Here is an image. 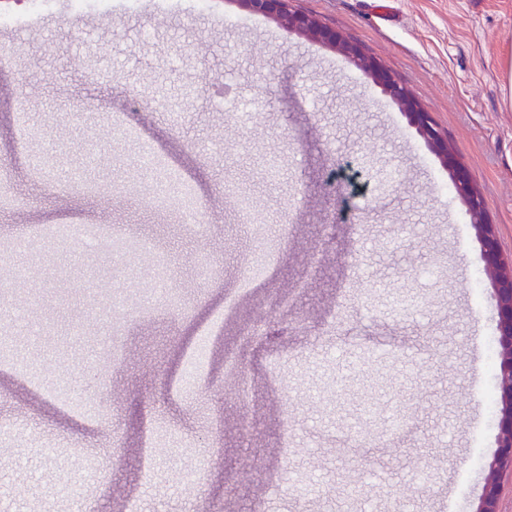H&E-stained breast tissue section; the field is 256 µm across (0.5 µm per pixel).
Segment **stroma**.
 Segmentation results:
<instances>
[{
    "mask_svg": "<svg viewBox=\"0 0 512 512\" xmlns=\"http://www.w3.org/2000/svg\"><path fill=\"white\" fill-rule=\"evenodd\" d=\"M288 6L360 45L428 112L512 261V0ZM12 43L0 251L30 225L116 226L160 249L180 302L119 315L95 378L89 346L61 335L141 268L114 252L80 288L57 271L82 267L72 245L14 288L49 332L16 339L38 377L0 362V512H393L396 497L406 512H474L496 449L495 302L466 208L398 106L340 52L236 0H5L0 45ZM145 143L193 193L203 235L184 229L175 186L141 168ZM47 152L61 177L34 170ZM219 314L185 389V354ZM151 429L166 440L148 454Z\"/></svg>",
    "mask_w": 512,
    "mask_h": 512,
    "instance_id": "stroma-1",
    "label": "stroma"
}]
</instances>
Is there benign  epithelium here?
Segmentation results:
<instances>
[{"instance_id":"obj_1","label":"benign epithelium","mask_w":512,"mask_h":512,"mask_svg":"<svg viewBox=\"0 0 512 512\" xmlns=\"http://www.w3.org/2000/svg\"><path fill=\"white\" fill-rule=\"evenodd\" d=\"M236 2L252 14L271 17L283 28L340 51L357 69L370 78L375 88L404 112L410 126L427 142L448 170L454 190L466 206L470 223L476 230L483 262V274L491 284L496 303L497 395L500 404L498 432L496 451L484 477L476 512H499V475L504 469L512 470V267L505 265L499 251L494 225L490 224L485 216L483 198L472 185L469 176L454 154L448 149V144L443 140L428 113L419 108L407 89L398 83L379 62L360 48L338 38L316 19L288 9V0H236Z\"/></svg>"}]
</instances>
